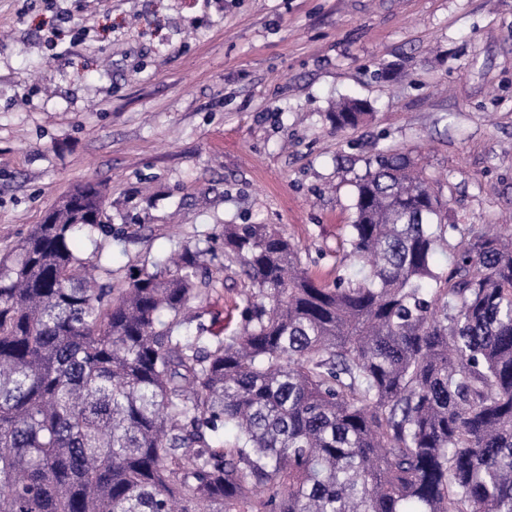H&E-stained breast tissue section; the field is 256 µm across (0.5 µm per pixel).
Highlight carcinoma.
Segmentation results:
<instances>
[{"label":"carcinoma","mask_w":512,"mask_h":512,"mask_svg":"<svg viewBox=\"0 0 512 512\" xmlns=\"http://www.w3.org/2000/svg\"><path fill=\"white\" fill-rule=\"evenodd\" d=\"M105 202L77 187L0 266V512H512V243L461 232L436 271L460 228L409 155L356 185L352 277L224 225L248 286L209 347L192 252L115 293L85 274Z\"/></svg>","instance_id":"obj_1"}]
</instances>
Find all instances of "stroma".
Masks as SVG:
<instances>
[{
    "label": "stroma",
    "mask_w": 512,
    "mask_h": 512,
    "mask_svg": "<svg viewBox=\"0 0 512 512\" xmlns=\"http://www.w3.org/2000/svg\"><path fill=\"white\" fill-rule=\"evenodd\" d=\"M347 97L371 116L338 131ZM386 150L419 163L449 223L512 234V0H0L1 263L103 184L79 256L117 289L196 252L211 342L247 284L225 225L276 226L333 281Z\"/></svg>",
    "instance_id": "1"
}]
</instances>
